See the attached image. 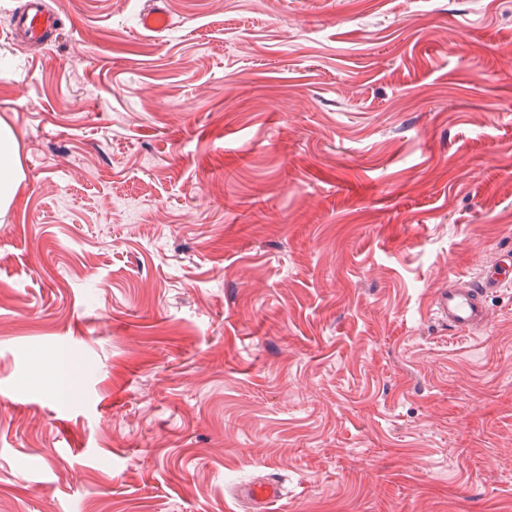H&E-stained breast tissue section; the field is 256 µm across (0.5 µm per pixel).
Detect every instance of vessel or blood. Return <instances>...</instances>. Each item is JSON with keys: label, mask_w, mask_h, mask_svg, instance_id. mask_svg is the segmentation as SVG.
Segmentation results:
<instances>
[{"label": "vessel or blood", "mask_w": 512, "mask_h": 512, "mask_svg": "<svg viewBox=\"0 0 512 512\" xmlns=\"http://www.w3.org/2000/svg\"><path fill=\"white\" fill-rule=\"evenodd\" d=\"M54 30L55 17L46 0H28L26 10L12 18L11 37L22 43H40ZM511 287V271L497 263L486 266L476 280L436 289L431 312L459 337L467 338L485 329L491 321L487 294L497 288ZM237 496L250 505L252 512H271L280 497V488L276 481L265 480L238 487Z\"/></svg>", "instance_id": "obj_1"}]
</instances>
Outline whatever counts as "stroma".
<instances>
[{
    "instance_id": "obj_1",
    "label": "stroma",
    "mask_w": 512,
    "mask_h": 512,
    "mask_svg": "<svg viewBox=\"0 0 512 512\" xmlns=\"http://www.w3.org/2000/svg\"><path fill=\"white\" fill-rule=\"evenodd\" d=\"M24 2L0 512H512V0ZM55 17L44 0H28L26 10L12 18L10 37L22 43L38 44L55 31ZM481 269L476 281H462L436 289L432 296L431 312L439 322L448 326L460 338H467L485 329L491 321L490 309L486 304L487 294L497 288H511L512 266L509 255ZM237 496L250 504L252 511L269 512L280 497V488L275 480H265L238 487Z\"/></svg>"
}]
</instances>
